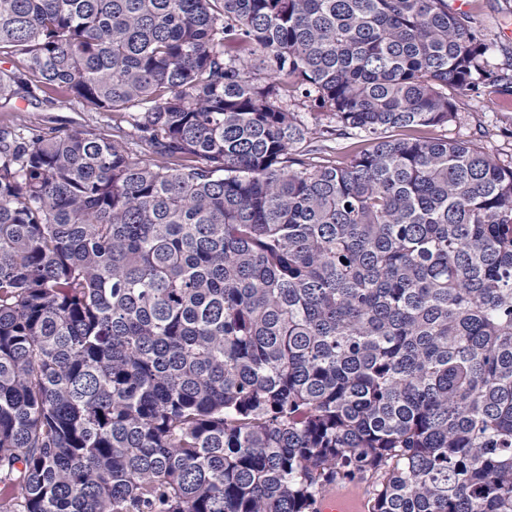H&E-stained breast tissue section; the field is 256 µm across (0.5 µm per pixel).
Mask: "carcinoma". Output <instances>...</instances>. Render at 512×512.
<instances>
[{"mask_svg": "<svg viewBox=\"0 0 512 512\" xmlns=\"http://www.w3.org/2000/svg\"><path fill=\"white\" fill-rule=\"evenodd\" d=\"M488 51L448 0H0V112L123 118L0 128V512H512V166L432 135ZM112 116L117 119L116 114L94 112L75 102H48L40 96L37 100L17 101L14 112H0V127L38 129L66 125L93 132L112 131ZM333 137H328L327 140H314L312 141L310 147L308 149L313 150L311 152V156H319L328 159H337L343 158L344 155L348 152H351L355 148L359 147L364 143L355 144L358 139H333ZM337 148V150H336Z\"/></svg>", "mask_w": 512, "mask_h": 512, "instance_id": "cac0c4a2", "label": "carcinoma"}]
</instances>
